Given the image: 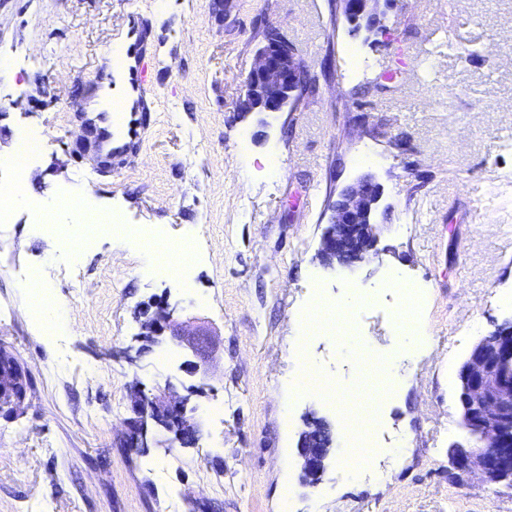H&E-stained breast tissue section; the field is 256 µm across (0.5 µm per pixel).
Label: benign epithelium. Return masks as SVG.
Wrapping results in <instances>:
<instances>
[{"mask_svg": "<svg viewBox=\"0 0 512 512\" xmlns=\"http://www.w3.org/2000/svg\"><path fill=\"white\" fill-rule=\"evenodd\" d=\"M390 0H340L347 21L356 32L364 31V40L386 30L381 4ZM307 70L291 46L277 31L264 33V45L258 49L245 84V107L264 112H295L302 101ZM381 198L380 185L365 177L345 187L333 205L332 228L321 238L319 254L333 269H352L370 261L377 252L376 211ZM212 333L195 321L184 319L178 303L167 300L156 310L144 313L138 337L155 341L167 339L187 351L192 359L182 371L190 376H208L211 372ZM177 377L165 379L164 386L147 391L135 387L130 394L136 418L128 438V447H148V435L154 428L172 434L168 447H186L195 442L198 424L190 398L179 392ZM28 382L24 368L0 347V413L17 414L23 409ZM456 401L459 425L465 440L449 446L452 468L478 471L493 483L512 486V318L478 339L460 363L457 371ZM149 408H143L144 403ZM331 429L318 422L299 436L298 455L307 484H319L330 455Z\"/></svg>", "mask_w": 512, "mask_h": 512, "instance_id": "obj_1", "label": "benign epithelium"}]
</instances>
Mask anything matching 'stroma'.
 I'll return each mask as SVG.
<instances>
[{"mask_svg": "<svg viewBox=\"0 0 512 512\" xmlns=\"http://www.w3.org/2000/svg\"><path fill=\"white\" fill-rule=\"evenodd\" d=\"M153 21L148 75L163 100L143 151L95 173L80 155L90 80L136 16ZM386 35H353L336 0H0V190L18 194L0 223V346L26 368L27 408L0 416V512H512V488L479 474L449 476L462 437L457 369L478 336L512 317V204L488 209L491 187L512 186V0H392ZM308 72L296 112L242 109L266 29ZM412 65L406 88L385 69ZM46 144L16 175L4 158L20 134ZM382 188L379 253L333 271L318 256L330 200L364 174ZM85 189V216L111 214L126 239L96 235L71 248L69 215L41 230L33 207ZM192 238L174 276L141 271L149 238ZM89 283L73 296L65 270ZM424 290L426 339L391 385L374 360L395 346L409 297L390 271ZM37 276L68 313L44 336L21 273ZM216 330L219 359L192 396L197 441L124 444L128 395L181 372L170 341L140 340V317L161 299ZM344 304L335 328L291 339L315 303ZM368 341L347 355L346 336ZM332 378L326 394L289 393L298 356ZM387 395L367 432L385 475L343 474L355 447L347 409L372 388ZM334 439L322 480L301 478L308 417ZM402 455H389L398 438Z\"/></svg>", "mask_w": 512, "mask_h": 512, "instance_id": "1", "label": "stroma"}]
</instances>
